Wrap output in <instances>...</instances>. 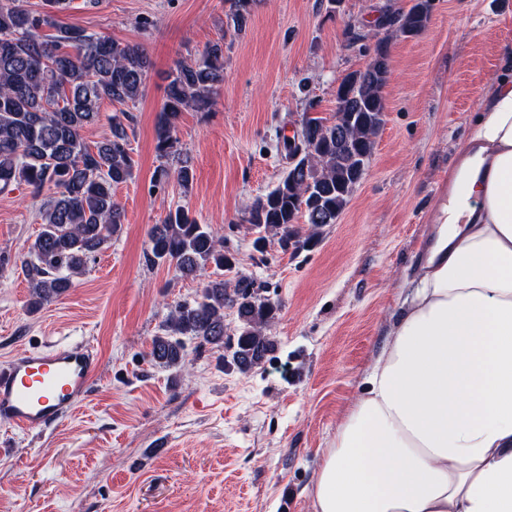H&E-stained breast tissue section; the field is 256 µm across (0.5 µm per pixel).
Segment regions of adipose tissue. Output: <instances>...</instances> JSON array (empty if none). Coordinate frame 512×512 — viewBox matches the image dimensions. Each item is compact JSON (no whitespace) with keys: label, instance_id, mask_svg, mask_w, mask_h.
Returning <instances> with one entry per match:
<instances>
[{"label":"adipose tissue","instance_id":"obj_1","mask_svg":"<svg viewBox=\"0 0 512 512\" xmlns=\"http://www.w3.org/2000/svg\"><path fill=\"white\" fill-rule=\"evenodd\" d=\"M459 156L411 290L324 450L312 512H512V78Z\"/></svg>","mask_w":512,"mask_h":512}]
</instances>
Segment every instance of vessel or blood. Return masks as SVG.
<instances>
[{"instance_id": "b4317fda", "label": "vessel or blood", "mask_w": 512, "mask_h": 512, "mask_svg": "<svg viewBox=\"0 0 512 512\" xmlns=\"http://www.w3.org/2000/svg\"><path fill=\"white\" fill-rule=\"evenodd\" d=\"M97 366L95 354L79 343L13 356L0 366V421L21 431L58 424L87 394Z\"/></svg>"}]
</instances>
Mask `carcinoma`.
<instances>
[{
  "label": "carcinoma",
  "mask_w": 512,
  "mask_h": 512,
  "mask_svg": "<svg viewBox=\"0 0 512 512\" xmlns=\"http://www.w3.org/2000/svg\"><path fill=\"white\" fill-rule=\"evenodd\" d=\"M227 18L235 30L245 28L250 0H226ZM433 0H413L401 13H386L381 36L369 51L364 68L347 74L336 91L334 124L320 118L300 121L289 145L288 171L278 185L248 208L246 222L258 232L262 249L275 236L283 250L297 237L298 216L312 231L334 224L347 206L372 157L375 138L387 111L383 90L390 78L385 43L412 37L430 20ZM69 0H45L31 11L23 0H0V193L26 186L33 198L50 192L40 207L42 228L28 248L24 268L30 282V304L51 303L72 287L97 253L122 225V209L114 187L132 178L128 125L112 120L110 134L93 145L81 131L94 124L101 103L124 104L142 94L151 61L138 44L120 43L83 28L63 25L58 15ZM224 84V44L217 42L191 63H179L166 88L156 122L158 156L180 154L176 136L183 112L209 111ZM178 185L194 179L187 164L173 172ZM146 263L168 264L183 276L206 267L229 271L233 258L224 241L206 224L179 206L149 232ZM255 282L238 275L233 286L210 281L191 301L177 302L152 341L151 360L163 368H181L183 338L202 346L231 350L241 371L260 364L272 347L265 330L275 307L255 295ZM236 309L235 334L227 335L224 309Z\"/></svg>",
  "instance_id": "cac0c4a2"
}]
</instances>
